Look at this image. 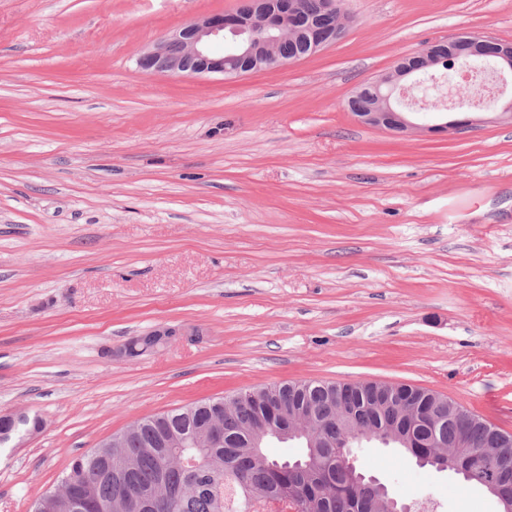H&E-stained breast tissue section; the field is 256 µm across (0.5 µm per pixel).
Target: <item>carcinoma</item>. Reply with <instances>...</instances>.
I'll list each match as a JSON object with an SVG mask.
<instances>
[{"label": "carcinoma", "mask_w": 512, "mask_h": 512, "mask_svg": "<svg viewBox=\"0 0 512 512\" xmlns=\"http://www.w3.org/2000/svg\"><path fill=\"white\" fill-rule=\"evenodd\" d=\"M339 389L366 407L374 399L368 382L307 379L241 389L231 395L232 404H225L224 397L210 404L194 402L131 425L124 446L112 449L110 479L106 460L91 452L73 463L94 475L89 497L110 504L112 512H137L128 498L132 488L154 497L152 512H259L270 500L291 504L297 512H352L362 507V492L352 482L337 443L346 434L356 438L351 449L359 447L361 439L378 442L387 436V421L400 419L417 443L415 448L397 449L401 458L417 461L432 437L453 450L467 468L464 482L512 487V465L502 468L487 453L507 448L512 455V434L492 431L480 415L471 414L463 426L448 403L437 399V392L396 384L382 411L350 422L337 411ZM276 398L287 408L305 407L312 417L308 431L314 436L315 454L309 455L306 438L295 439L302 447L298 469H289V461L270 457L264 448L256 454L248 448L252 422ZM216 421L224 424V443L218 447L175 450L165 443L168 434L200 435Z\"/></svg>", "instance_id": "cac0c4a2"}]
</instances>
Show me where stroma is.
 Returning a JSON list of instances; mask_svg holds the SVG:
<instances>
[{"label":"stroma","mask_w":512,"mask_h":512,"mask_svg":"<svg viewBox=\"0 0 512 512\" xmlns=\"http://www.w3.org/2000/svg\"><path fill=\"white\" fill-rule=\"evenodd\" d=\"M242 0H0V512L134 422L302 379L408 383L512 434V124L404 136L346 101L426 44L512 42V0H344L336 42L227 79L139 55ZM180 329L135 358L129 340ZM441 512H500L379 444ZM26 421L25 430L15 432V428L20 421ZM30 413L25 410H18L11 413H0V433L2 438L12 441L14 439L22 440L25 437L38 434L44 428V421L41 417L35 416L29 425Z\"/></svg>","instance_id":"35a3bbf8"}]
</instances>
